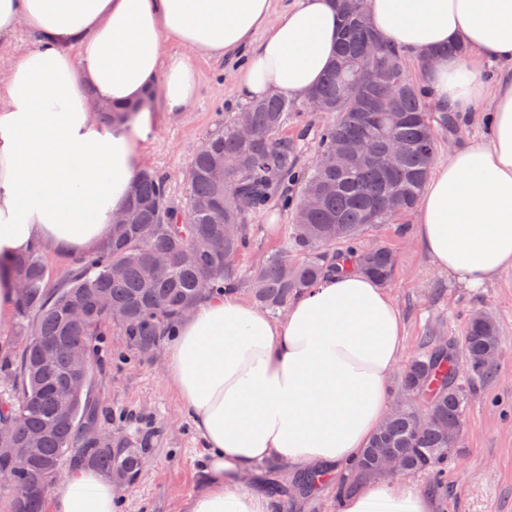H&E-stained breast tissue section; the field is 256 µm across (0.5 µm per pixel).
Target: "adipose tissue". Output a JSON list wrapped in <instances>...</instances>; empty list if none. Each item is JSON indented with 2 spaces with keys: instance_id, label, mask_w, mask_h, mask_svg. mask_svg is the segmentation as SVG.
<instances>
[{
  "instance_id": "obj_1",
  "label": "adipose tissue",
  "mask_w": 512,
  "mask_h": 512,
  "mask_svg": "<svg viewBox=\"0 0 512 512\" xmlns=\"http://www.w3.org/2000/svg\"><path fill=\"white\" fill-rule=\"evenodd\" d=\"M0 0V41L39 37L0 79V331L17 296L10 262L36 244L98 249L128 202L157 111L184 112L199 58L247 50L237 89L248 99H301L335 55L332 0ZM376 32L409 59L434 105L489 135L436 165L416 211V237L449 279L471 288L512 268V0H369ZM460 45L464 54H446ZM495 65L494 83L483 70ZM138 104L105 124L94 102ZM404 328L389 293L354 271L332 272L278 320L228 292L182 318L165 375L209 457L205 487L184 512H274L245 486L270 460L321 475L355 461L389 413ZM116 490L93 469L69 476L51 512H115ZM341 512H433L400 478L348 496Z\"/></svg>"
}]
</instances>
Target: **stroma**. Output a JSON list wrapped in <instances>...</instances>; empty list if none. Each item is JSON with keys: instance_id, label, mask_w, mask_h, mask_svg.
Instances as JSON below:
<instances>
[{"instance_id": "35a3bbf8", "label": "stroma", "mask_w": 512, "mask_h": 512, "mask_svg": "<svg viewBox=\"0 0 512 512\" xmlns=\"http://www.w3.org/2000/svg\"><path fill=\"white\" fill-rule=\"evenodd\" d=\"M242 57L200 59V81L189 111L159 115L155 142L146 152L144 169L168 179L171 199L183 204L189 194L192 156L215 131L245 105L235 72ZM252 247L238 264L249 272L258 260L289 245V210L274 203L249 218ZM366 239L392 249L398 259L386 289L404 324L406 354L418 351L424 336L461 335L475 310L498 322L500 351L494 380L474 383L460 445L448 460L447 482L433 491L436 512H512V269L482 288L449 284L421 250L414 219L377 224ZM101 364L89 393L105 428L149 437L150 463L139 483L121 490L120 512H182L184 502L201 489L208 454L195 423L165 379V348L143 355L131 348L113 325L101 328Z\"/></svg>"}]
</instances>
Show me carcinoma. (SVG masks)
Masks as SVG:
<instances>
[{
  "label": "carcinoma",
  "instance_id": "carcinoma-1",
  "mask_svg": "<svg viewBox=\"0 0 512 512\" xmlns=\"http://www.w3.org/2000/svg\"><path fill=\"white\" fill-rule=\"evenodd\" d=\"M333 2L342 18L337 53L314 90L332 121L321 128L320 151L310 165L300 163L297 140L280 136L288 115L311 111L307 102L283 94L253 100L245 110L257 137L240 136L232 119L212 133L191 161L183 208L172 205L164 177L144 170L128 201L139 223L115 228L108 242L80 260L65 286L48 292L39 247L11 261L19 285L16 314L30 324V336L20 357L17 395L0 401V424L13 426L15 447L37 446L40 451L23 461L0 463V470L6 465L14 472L12 482L0 484L10 512H45L47 487L32 491L30 485L45 472L49 483L57 482L65 464L92 467L107 476L119 472L124 476L120 489L140 480L148 439L118 427L103 431L89 394L100 326L112 320L96 306L98 298L123 311L114 325L130 345L151 353L185 314L213 294L245 285L259 308L273 314L285 309L325 274L339 270L330 255L338 244L347 245L357 271L381 284L393 278L395 254L366 242L364 233L414 208L435 160L434 124L445 130L457 125L448 114L432 112L426 89L409 77L405 58L385 43L381 54L392 64L393 83L372 82L366 42L376 31L358 0ZM345 80L358 86L352 97L341 94ZM360 134L376 152L370 163L328 162V155L341 152ZM388 136L403 145L389 169L384 167ZM275 198L291 203L290 243L302 259L281 251L264 257L246 276L236 260L251 246L247 215ZM191 244L196 246L195 262H176L148 274L151 253L176 255ZM48 340L57 342L50 360L44 351ZM499 348L498 323L483 312L472 314L463 336L446 348L436 337H424L422 352L411 357L401 374L405 398L396 401L340 489L384 475L379 461L388 456L401 460L403 474L425 473L432 486H441L469 401L464 379H493ZM85 369L83 385L71 388L70 378ZM317 482V473L310 471L291 486L276 478L272 486L279 494L305 495Z\"/></svg>",
  "mask_w": 512,
  "mask_h": 512
}]
</instances>
